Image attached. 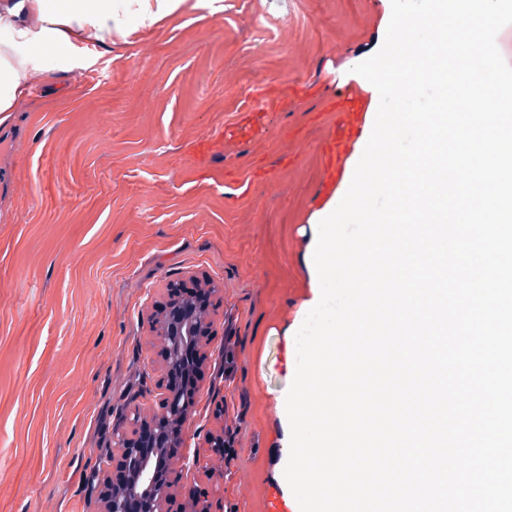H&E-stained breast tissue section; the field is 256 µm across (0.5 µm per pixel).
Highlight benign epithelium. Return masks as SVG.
Listing matches in <instances>:
<instances>
[{
  "label": "benign epithelium",
  "mask_w": 512,
  "mask_h": 512,
  "mask_svg": "<svg viewBox=\"0 0 512 512\" xmlns=\"http://www.w3.org/2000/svg\"><path fill=\"white\" fill-rule=\"evenodd\" d=\"M194 291L184 284L168 288V301L154 330L162 339L160 355L165 369V393L161 412L147 421L135 413L115 426L114 446L120 456L104 448L92 480L102 485L100 499L104 512H129V503H140V512H171L172 469L166 449L177 445L198 388L186 389L182 379L194 383L203 378L205 354L202 340L211 335L210 325L198 319L196 304L188 300Z\"/></svg>",
  "instance_id": "7a95c632"
}]
</instances>
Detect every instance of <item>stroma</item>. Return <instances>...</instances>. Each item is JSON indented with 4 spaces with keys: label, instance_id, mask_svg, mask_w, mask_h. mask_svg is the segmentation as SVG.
<instances>
[{
    "label": "stroma",
    "instance_id": "35a3bbf8",
    "mask_svg": "<svg viewBox=\"0 0 512 512\" xmlns=\"http://www.w3.org/2000/svg\"><path fill=\"white\" fill-rule=\"evenodd\" d=\"M390 18L391 0H184L32 79L0 125V512H100L88 477L120 416L158 413L152 321L193 275L214 334L177 500L217 483L224 512H280L285 330L307 316L315 214L370 137L351 65Z\"/></svg>",
    "mask_w": 512,
    "mask_h": 512
}]
</instances>
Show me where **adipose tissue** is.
Wrapping results in <instances>:
<instances>
[{"label":"adipose tissue","mask_w":512,"mask_h":512,"mask_svg":"<svg viewBox=\"0 0 512 512\" xmlns=\"http://www.w3.org/2000/svg\"><path fill=\"white\" fill-rule=\"evenodd\" d=\"M183 0H0V114L30 93L33 77L67 69L86 32L103 45L151 32Z\"/></svg>","instance_id":"ef3b65f1"}]
</instances>
